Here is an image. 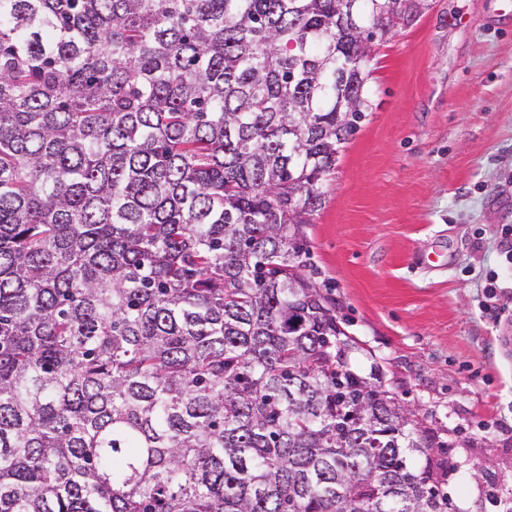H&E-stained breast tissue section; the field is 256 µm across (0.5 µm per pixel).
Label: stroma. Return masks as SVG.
<instances>
[{
	"mask_svg": "<svg viewBox=\"0 0 512 512\" xmlns=\"http://www.w3.org/2000/svg\"><path fill=\"white\" fill-rule=\"evenodd\" d=\"M367 68L372 108L304 227L317 282L356 366L447 445L455 512H512V0H426Z\"/></svg>",
	"mask_w": 512,
	"mask_h": 512,
	"instance_id": "1",
	"label": "stroma"
}]
</instances>
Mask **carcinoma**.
I'll return each instance as SVG.
<instances>
[{
  "label": "carcinoma",
  "instance_id": "carcinoma-1",
  "mask_svg": "<svg viewBox=\"0 0 512 512\" xmlns=\"http://www.w3.org/2000/svg\"><path fill=\"white\" fill-rule=\"evenodd\" d=\"M419 0H0V512H448L303 226Z\"/></svg>",
  "mask_w": 512,
  "mask_h": 512
}]
</instances>
